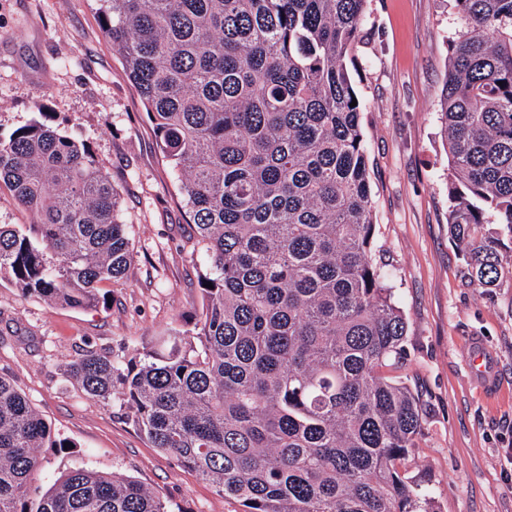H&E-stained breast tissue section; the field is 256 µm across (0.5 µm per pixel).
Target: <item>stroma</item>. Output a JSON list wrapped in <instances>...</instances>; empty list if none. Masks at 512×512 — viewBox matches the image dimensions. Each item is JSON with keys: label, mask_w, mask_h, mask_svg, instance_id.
Segmentation results:
<instances>
[{"label": "stroma", "mask_w": 512, "mask_h": 512, "mask_svg": "<svg viewBox=\"0 0 512 512\" xmlns=\"http://www.w3.org/2000/svg\"><path fill=\"white\" fill-rule=\"evenodd\" d=\"M460 29L453 0H367L346 67L363 104L375 247L407 322L399 370L422 397L426 424L410 457L440 512H512V279L480 288L448 233V156L440 92ZM48 122L82 141L119 196L134 260L103 283L109 303L73 310L0 286V373L70 441L40 449V481L89 468L132 478L183 512H242L180 469L128 421L67 380L83 341L119 355L132 339L194 320L202 308L193 232L153 126L92 0H0V133ZM482 343L499 382L469 369Z\"/></svg>", "instance_id": "35a3bbf8"}]
</instances>
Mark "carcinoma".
I'll list each match as a JSON object with an SVG mask.
<instances>
[{"instance_id": "cac0c4a2", "label": "carcinoma", "mask_w": 512, "mask_h": 512, "mask_svg": "<svg viewBox=\"0 0 512 512\" xmlns=\"http://www.w3.org/2000/svg\"><path fill=\"white\" fill-rule=\"evenodd\" d=\"M95 2L177 175L204 306L193 327L120 358L83 343L66 376L129 409L151 447L243 512H439L409 474L422 401L384 373L407 324L373 257L363 106L345 65L366 0ZM453 2L448 230L473 281L494 288L512 278V0ZM40 116L0 135V187L33 218L0 224V281L97 310L133 244L109 176ZM66 446L0 374V512H182L87 468L36 485L38 450Z\"/></svg>"}]
</instances>
